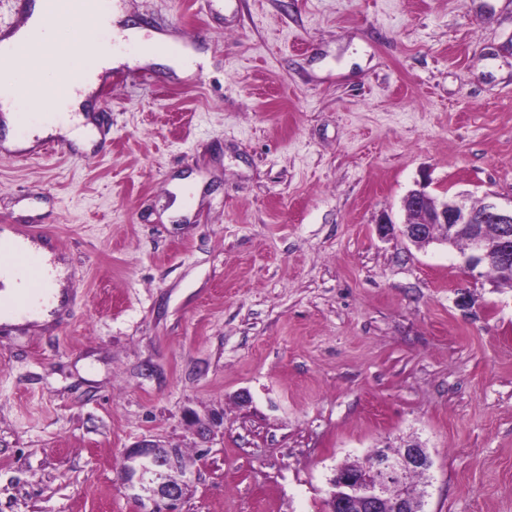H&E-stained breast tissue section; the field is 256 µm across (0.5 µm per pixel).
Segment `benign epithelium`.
<instances>
[{
    "instance_id": "obj_1",
    "label": "benign epithelium",
    "mask_w": 512,
    "mask_h": 512,
    "mask_svg": "<svg viewBox=\"0 0 512 512\" xmlns=\"http://www.w3.org/2000/svg\"><path fill=\"white\" fill-rule=\"evenodd\" d=\"M427 187L426 182L419 184L403 200L409 220L401 225L399 233L405 239L419 247L421 239L440 226L445 235L452 237L468 227V248L461 253L465 268L473 272L484 257L493 254L512 270V200L503 205L486 197L474 206L466 194L439 197ZM480 224H498L503 231L490 236L478 229ZM431 467L432 460L423 445L406 441L397 452L381 451L354 479L337 473L330 481L329 501L357 512H413L411 504L424 492L409 479ZM182 470L177 448H160L145 441L126 449L124 455L125 482L134 491L141 512H176L184 488V480L177 478Z\"/></svg>"
}]
</instances>
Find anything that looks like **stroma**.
<instances>
[{
	"label": "stroma",
	"instance_id": "35a3bbf8",
	"mask_svg": "<svg viewBox=\"0 0 512 512\" xmlns=\"http://www.w3.org/2000/svg\"><path fill=\"white\" fill-rule=\"evenodd\" d=\"M120 2L209 59L103 72L90 148L0 146V228L69 270L0 327V512H139L143 440L179 512H327L409 438L423 512H512V288L376 231L424 177L512 198V0ZM26 246L35 252L42 254L49 262L50 270L52 271V275L55 283V294L56 297L51 304L46 306L43 309L36 311L33 315L29 317L30 320H36L38 322H49L52 318V311L59 307L61 294L59 288H61V283L63 282L64 277L66 276V268L63 264L54 260V263L51 262V259L54 258L53 253L41 242L39 241H25ZM122 468L126 484L135 491L133 496L141 512H176L185 482L175 476L183 470L179 449L160 448L144 441L126 449ZM146 502L152 508L147 509Z\"/></svg>",
	"mask_w": 512,
	"mask_h": 512
}]
</instances>
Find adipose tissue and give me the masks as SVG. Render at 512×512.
Listing matches in <instances>:
<instances>
[{"label": "adipose tissue", "mask_w": 512, "mask_h": 512, "mask_svg": "<svg viewBox=\"0 0 512 512\" xmlns=\"http://www.w3.org/2000/svg\"><path fill=\"white\" fill-rule=\"evenodd\" d=\"M53 3L65 10L81 12L86 18L85 29L66 36L59 28L43 26V16ZM122 16L118 0H34L29 5L24 23L0 41V85L7 84L16 90L15 95L0 99V122L5 125V135L0 141L7 148L28 149L37 139L57 135L81 146H92L95 136L85 126L83 113L90 104L99 75L123 63L124 58L107 53L84 65L76 58L73 49L76 42L104 33L119 44L134 47L143 63L191 67L202 61V53L194 50L177 55L164 51L160 35L148 36L138 28L121 27ZM33 57L39 59V68H28L27 62ZM30 93L61 103L65 117L36 128L33 136L23 139L16 136L15 130L22 99Z\"/></svg>", "instance_id": "ef3b65f1"}]
</instances>
